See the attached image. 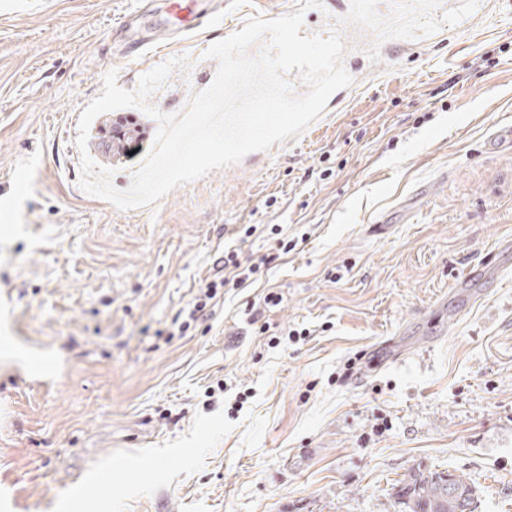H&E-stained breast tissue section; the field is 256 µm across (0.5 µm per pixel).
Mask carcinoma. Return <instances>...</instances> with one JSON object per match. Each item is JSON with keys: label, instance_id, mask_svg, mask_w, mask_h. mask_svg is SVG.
I'll return each instance as SVG.
<instances>
[{"label": "carcinoma", "instance_id": "cac0c4a2", "mask_svg": "<svg viewBox=\"0 0 512 512\" xmlns=\"http://www.w3.org/2000/svg\"><path fill=\"white\" fill-rule=\"evenodd\" d=\"M398 512H459L458 500L475 503L477 488L462 474L417 465L392 485Z\"/></svg>", "mask_w": 512, "mask_h": 512}]
</instances>
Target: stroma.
I'll list each match as a JSON object with an SVG mask.
<instances>
[{
	"instance_id": "35a3bbf8",
	"label": "stroma",
	"mask_w": 512,
	"mask_h": 512,
	"mask_svg": "<svg viewBox=\"0 0 512 512\" xmlns=\"http://www.w3.org/2000/svg\"><path fill=\"white\" fill-rule=\"evenodd\" d=\"M138 0H0V512H396L423 464L465 474L478 512H512V253L467 309L452 287L512 240V0L426 16L433 39L357 28L344 101L304 135L120 210L81 188L79 116L108 71L135 90L173 58L152 104L171 114L214 80L207 49L256 12L228 0L207 34L112 59ZM143 137L109 158L102 131ZM158 122L97 116L87 149L127 190ZM249 224L300 242L272 264L266 312L305 339L272 346L232 290L207 324L167 336L224 249L266 253ZM66 358L51 387L20 381L30 350ZM224 382L216 403L207 386Z\"/></svg>"
}]
</instances>
